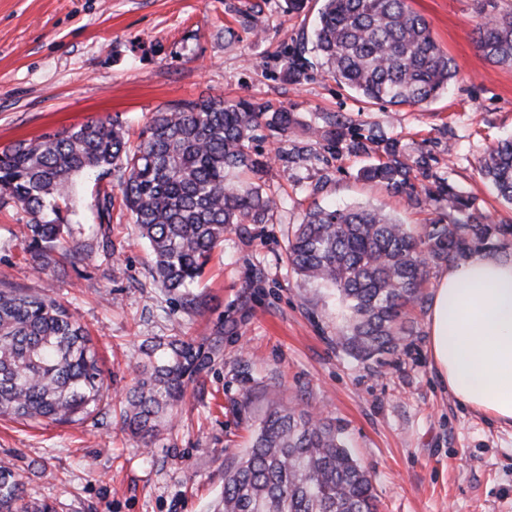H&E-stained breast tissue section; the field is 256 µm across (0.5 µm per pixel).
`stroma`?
<instances>
[{"label": "stroma", "mask_w": 512, "mask_h": 512, "mask_svg": "<svg viewBox=\"0 0 512 512\" xmlns=\"http://www.w3.org/2000/svg\"><path fill=\"white\" fill-rule=\"evenodd\" d=\"M459 72L421 106L372 103L311 69L299 82L274 67L287 45L313 57L322 0L289 10L286 0H0V149L91 120L119 117L137 139L152 112L201 98L255 99L293 112L296 141L323 113L399 139L408 161L431 155L416 191L435 177L475 213L512 224V206L479 172L493 144L512 138V63L487 61L473 28L479 12L512 11V0H410ZM260 6L254 37L241 15ZM238 31L225 36V27ZM379 157L325 155L273 163L268 183L282 201L268 224L228 233L207 266L198 313L185 314L151 273L150 252L122 205L116 179L89 176L70 191L74 237L93 243L81 260L37 272L25 250L30 216L0 204V288L64 300L96 343L105 371L98 412L69 425L0 419V461L29 495L55 512H210L224 470L242 457L266 410L285 405L334 421L369 473L379 512H512V425L452 396L432 365L427 314L443 266L429 268L423 301L408 316L399 351L363 361L336 344L340 319L329 291L303 283L286 247L314 205L371 206L423 228L444 202L404 207L361 180ZM111 196V248L97 202ZM223 335V354L201 373L171 426L152 447L124 430L120 402L135 384L133 362L151 336Z\"/></svg>", "instance_id": "obj_1"}]
</instances>
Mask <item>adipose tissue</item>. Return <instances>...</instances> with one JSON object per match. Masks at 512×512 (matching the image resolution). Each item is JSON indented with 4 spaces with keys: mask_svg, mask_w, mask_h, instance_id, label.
Wrapping results in <instances>:
<instances>
[{
    "mask_svg": "<svg viewBox=\"0 0 512 512\" xmlns=\"http://www.w3.org/2000/svg\"><path fill=\"white\" fill-rule=\"evenodd\" d=\"M427 331L448 390L512 425V258L476 250L452 264L435 289Z\"/></svg>",
    "mask_w": 512,
    "mask_h": 512,
    "instance_id": "adipose-tissue-1",
    "label": "adipose tissue"
}]
</instances>
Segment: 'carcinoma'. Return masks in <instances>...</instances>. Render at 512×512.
I'll list each match as a JSON object with an SVG mask.
<instances>
[{
    "instance_id": "carcinoma-1",
    "label": "carcinoma",
    "mask_w": 512,
    "mask_h": 512,
    "mask_svg": "<svg viewBox=\"0 0 512 512\" xmlns=\"http://www.w3.org/2000/svg\"><path fill=\"white\" fill-rule=\"evenodd\" d=\"M475 33L487 60L512 63V13L483 18ZM314 38L322 72L368 101L420 106L440 96L458 73L409 0H324ZM277 60L290 82L313 68L299 46L284 47ZM296 125L287 109L246 99H206L154 112L134 146L121 122H86L0 150V200L7 196L30 214L26 249L43 272L72 233L65 200L75 178L115 176L153 255V279L180 309L197 310L201 299L193 288L224 234L267 224L278 210L280 199L265 177L273 158L288 162L308 151L288 147ZM261 129L279 142L273 156L254 145ZM308 134L318 161L323 151L335 154L343 147L361 154L375 142L386 160L363 167L362 179L410 207L447 203L448 222L438 220L421 233L379 208L314 207L288 240L293 273L336 295L337 344L361 360L394 354L406 334L407 307L422 300L429 265L472 249H505L512 224L469 212L441 177L435 190L416 192L397 139L336 114ZM480 172L512 203V140L491 147ZM222 351L219 333L204 342L187 336L147 341L133 367L136 383L125 397L124 426L150 445ZM103 387L97 349L74 310L42 293L0 289V417L77 423L98 409ZM0 512L54 510L28 498L22 476L1 462ZM212 512H377V499L330 419L274 407L245 455L224 470V491Z\"/></svg>"
}]
</instances>
